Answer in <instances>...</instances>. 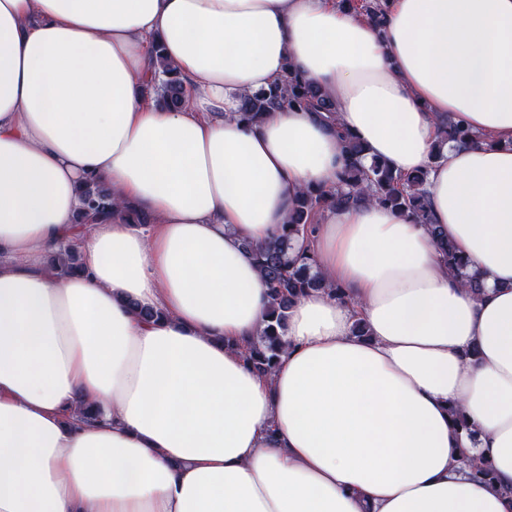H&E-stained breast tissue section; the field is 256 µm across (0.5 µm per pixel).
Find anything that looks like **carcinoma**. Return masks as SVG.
I'll return each instance as SVG.
<instances>
[{
    "label": "carcinoma",
    "instance_id": "cac0c4a2",
    "mask_svg": "<svg viewBox=\"0 0 512 512\" xmlns=\"http://www.w3.org/2000/svg\"><path fill=\"white\" fill-rule=\"evenodd\" d=\"M341 6L367 17L378 24L384 18L385 0H338ZM155 67L162 79L152 82L150 90L155 100L177 109L185 97V87L177 73L169 67L160 44L152 45ZM307 110L326 114V120H334L336 109L331 100L316 86L295 71H288L284 80L257 94L244 97L242 119L254 122L270 109ZM476 135L462 125L445 116L438 120L437 143L453 142L466 145L474 142ZM345 166L341 185L332 192L320 187H307L300 192L285 224L277 234L260 245L248 246L249 252L259 267L270 298L265 325L244 350L247 363L262 372L272 371L283 348L279 329L286 320L288 310L303 295L326 289L342 302L345 299L341 288L325 282L316 270V258L307 242L314 232L316 216L326 209L343 205H354L370 200L396 211H407L415 221L426 226L436 240L440 256L460 278L461 284L477 293L482 288L481 277L469 268L447 239L441 236L436 225L430 222L426 205L424 184L426 173L403 176L387 165L373 161L364 163L365 148L352 135H341ZM79 223L90 217L106 215L111 208L110 194L94 181L86 182L80 189ZM49 266L58 277H66L81 269L77 251L71 244H62L50 259Z\"/></svg>",
    "mask_w": 512,
    "mask_h": 512
}]
</instances>
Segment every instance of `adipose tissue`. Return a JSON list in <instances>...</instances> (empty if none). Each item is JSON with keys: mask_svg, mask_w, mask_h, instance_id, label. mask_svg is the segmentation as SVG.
<instances>
[{"mask_svg": "<svg viewBox=\"0 0 512 512\" xmlns=\"http://www.w3.org/2000/svg\"><path fill=\"white\" fill-rule=\"evenodd\" d=\"M156 43L176 111L145 91ZM288 63L337 128L240 117ZM443 115L477 140L436 159ZM342 130L426 172L484 288L409 214L326 210L311 248L347 300H297L257 372L270 299L242 244L335 189ZM90 179L148 224H76ZM63 241L82 274L48 268ZM0 512H512V0H389L380 30L336 0H0Z\"/></svg>", "mask_w": 512, "mask_h": 512, "instance_id": "ef3b65f1", "label": "adipose tissue"}]
</instances>
